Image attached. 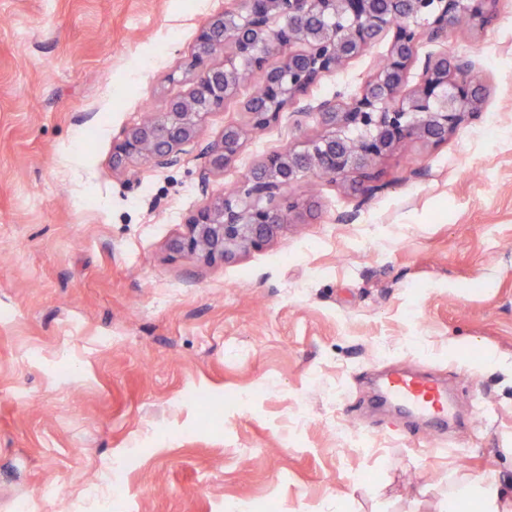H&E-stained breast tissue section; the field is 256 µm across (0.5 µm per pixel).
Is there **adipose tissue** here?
Here are the masks:
<instances>
[{"label":"adipose tissue","instance_id":"1","mask_svg":"<svg viewBox=\"0 0 512 512\" xmlns=\"http://www.w3.org/2000/svg\"><path fill=\"white\" fill-rule=\"evenodd\" d=\"M438 512H512V489L496 480L464 476L449 487Z\"/></svg>","mask_w":512,"mask_h":512}]
</instances>
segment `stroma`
Returning <instances> with one entry per match:
<instances>
[{"label": "stroma", "instance_id": "stroma-1", "mask_svg": "<svg viewBox=\"0 0 512 512\" xmlns=\"http://www.w3.org/2000/svg\"><path fill=\"white\" fill-rule=\"evenodd\" d=\"M238 4L0 0V512H436L450 476L512 481V0L417 45L474 62L478 119L400 143L371 197L288 185L289 223L227 263L172 243L314 120L252 128L250 77L173 163L112 151ZM391 39L309 99L358 95ZM228 124L243 146L203 175ZM394 370L446 380L462 423L373 409Z\"/></svg>", "mask_w": 512, "mask_h": 512}]
</instances>
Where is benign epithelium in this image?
Listing matches in <instances>:
<instances>
[{
	"instance_id": "benign-epithelium-1",
	"label": "benign epithelium",
	"mask_w": 512,
	"mask_h": 512,
	"mask_svg": "<svg viewBox=\"0 0 512 512\" xmlns=\"http://www.w3.org/2000/svg\"><path fill=\"white\" fill-rule=\"evenodd\" d=\"M498 0H243V11L227 8L200 30L192 53L189 93L169 101L166 111L128 129L113 148V162L140 157L156 166L173 162L176 148L195 139L204 117L224 107L248 76L263 77L262 99L245 111L255 129L279 122L293 108L312 117L322 135L304 148L268 154L233 194L200 207L188 219L187 233L174 242L212 260L230 261L264 246L297 208L278 200L280 190L311 175L356 173L371 181L375 163L407 139L440 143L484 107L481 84L468 59L440 51L425 57L420 83L405 90L406 73L420 40L442 43L457 18L468 14L483 24L496 14ZM424 20L423 27L410 22ZM395 30L384 66L347 102L311 100L319 78L342 67L389 30ZM234 45L220 65L206 61ZM283 56L266 66L271 44ZM302 49L296 50L294 46ZM242 129L224 126L207 152L208 171L222 172L241 148Z\"/></svg>"
}]
</instances>
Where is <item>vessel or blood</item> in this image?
<instances>
[{"instance_id": "obj_1", "label": "vessel or blood", "mask_w": 512, "mask_h": 512, "mask_svg": "<svg viewBox=\"0 0 512 512\" xmlns=\"http://www.w3.org/2000/svg\"><path fill=\"white\" fill-rule=\"evenodd\" d=\"M382 397L412 415L447 424L454 415L447 391L432 380L415 373L395 371L387 374L380 385Z\"/></svg>"}]
</instances>
